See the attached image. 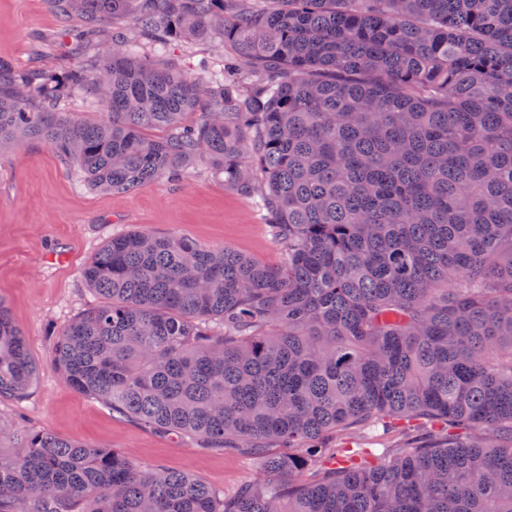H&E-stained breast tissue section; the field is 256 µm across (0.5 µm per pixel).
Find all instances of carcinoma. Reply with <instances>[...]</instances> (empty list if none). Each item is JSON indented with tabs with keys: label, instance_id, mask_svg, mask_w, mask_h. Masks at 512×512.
<instances>
[{
	"label": "carcinoma",
	"instance_id": "1",
	"mask_svg": "<svg viewBox=\"0 0 512 512\" xmlns=\"http://www.w3.org/2000/svg\"><path fill=\"white\" fill-rule=\"evenodd\" d=\"M55 3L90 32L137 18L80 69L0 67V145L42 139L112 193L204 162L283 263L114 236L48 367L262 480L228 494L14 425L0 512H512V0ZM172 39L232 65L205 83L141 52ZM68 89L102 119L60 111ZM42 369L0 300V400ZM379 427L392 448L355 463Z\"/></svg>",
	"mask_w": 512,
	"mask_h": 512
}]
</instances>
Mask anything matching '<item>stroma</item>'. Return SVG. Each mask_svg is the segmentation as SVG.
Returning a JSON list of instances; mask_svg holds the SVG:
<instances>
[{
    "mask_svg": "<svg viewBox=\"0 0 512 512\" xmlns=\"http://www.w3.org/2000/svg\"><path fill=\"white\" fill-rule=\"evenodd\" d=\"M95 50L111 52V29L90 47L80 24L63 30L51 0H0L1 64L67 71ZM170 53L194 77L224 64L223 47L210 42L175 41ZM135 230L227 246L269 266L282 260L262 216L207 166L178 181L164 178L112 194L91 189L77 167L44 141L0 148V300L35 360L45 365L29 396L0 401V422L21 420L32 429L113 448L141 465L184 471L227 493L259 481L262 473L249 454L202 448L190 438L144 428L77 393L47 367L49 326L63 327L98 302L82 277L84 264L106 240Z\"/></svg>",
    "mask_w": 512,
    "mask_h": 512,
    "instance_id": "35a3bbf8",
    "label": "stroma"
}]
</instances>
